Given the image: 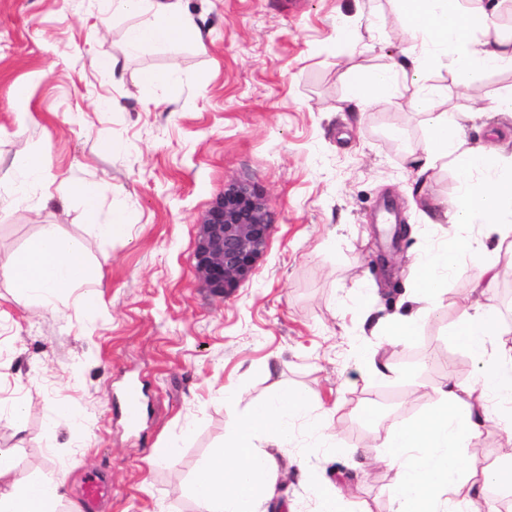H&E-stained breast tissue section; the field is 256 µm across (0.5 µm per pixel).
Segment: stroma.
Masks as SVG:
<instances>
[{"instance_id":"35a3bbf8","label":"stroma","mask_w":512,"mask_h":512,"mask_svg":"<svg viewBox=\"0 0 512 512\" xmlns=\"http://www.w3.org/2000/svg\"><path fill=\"white\" fill-rule=\"evenodd\" d=\"M180 7L198 39L132 52L125 32L146 15L107 18L101 0H0V264L53 224L104 272L95 312L73 298L43 305L0 280V448L15 451L14 479L64 478L58 512H82L94 474L112 487L98 512H198L190 487L204 461L253 403L286 388L312 414L335 417L324 435L302 419L285 445L258 440L290 474L258 512H319V485L339 471L355 475L346 512H395L398 473L366 434L435 408L430 389L455 361L466 364L458 382L478 377L451 334L479 274L469 255L415 335L392 346L365 321L405 312L410 264L440 239L426 217L459 187L452 167L419 171L430 130L417 101L433 89L444 111L470 112L511 88L512 70L488 72L476 95L437 68L352 112L351 73L404 57L397 0ZM348 23L357 42L343 38ZM101 51L116 74L95 68ZM148 71L173 77L149 85ZM103 135L112 153L99 151ZM22 148L49 151L44 180L21 185L12 159ZM233 181L263 194L272 233L252 277L219 298L195 271L197 223ZM84 182L111 186L98 220L122 211L123 234L97 235L75 192ZM389 205L409 227L405 240L381 221ZM367 352L389 357L392 372L367 374ZM227 385L243 399L226 403ZM18 398L30 408L20 429L10 416ZM169 445L174 458L149 462Z\"/></svg>"}]
</instances>
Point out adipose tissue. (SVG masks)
<instances>
[{
	"mask_svg": "<svg viewBox=\"0 0 512 512\" xmlns=\"http://www.w3.org/2000/svg\"><path fill=\"white\" fill-rule=\"evenodd\" d=\"M132 14L145 13L146 23L128 28L129 49L148 44L177 43L193 36V27L182 16L179 0H107ZM398 20L412 41L414 80H422L439 65L474 85L489 71L512 69V35L498 32L497 0H397ZM404 65H393L356 76L346 100L357 110L393 96ZM418 105L426 116L432 144L423 169L445 160L455 169L459 190L435 214L432 224L443 238L441 245L423 249L416 264L408 297L414 309L397 316L393 335L411 336L433 301L447 290V279L459 253L475 257L486 282L499 276V257L512 256V155L491 145H469L467 123L482 119V112H443L439 97L429 93ZM463 226L478 227L476 237L458 235ZM0 277L29 297L49 305L81 290V306L95 311L101 306L89 284L101 280L100 267L92 262L84 243L61 237L55 225H43L39 234L12 261L0 266ZM452 334L480 366L476 386L447 379L434 393L442 411L412 422L393 425L379 433L383 459L399 469L396 512H447L449 505H470L490 483L512 488V418L505 427L506 448L491 468L464 464L481 428L491 416L489 398L512 401V326L501 323L493 301H473L459 313ZM307 411L304 395L281 391L273 400L258 403L237 423L229 443L203 466L191 487L200 512H257V505L275 492L276 460L258 450L259 434H273L288 441L296 421ZM64 482L34 477L0 491V512H57L64 496Z\"/></svg>",
	"mask_w": 512,
	"mask_h": 512,
	"instance_id": "obj_1",
	"label": "adipose tissue"
}]
</instances>
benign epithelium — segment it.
Masks as SVG:
<instances>
[{"label": "benign epithelium", "instance_id": "7a95c632", "mask_svg": "<svg viewBox=\"0 0 512 512\" xmlns=\"http://www.w3.org/2000/svg\"><path fill=\"white\" fill-rule=\"evenodd\" d=\"M272 232L265 201L253 187L231 183L198 224L194 258L202 285L227 296L247 281Z\"/></svg>", "mask_w": 512, "mask_h": 512}]
</instances>
